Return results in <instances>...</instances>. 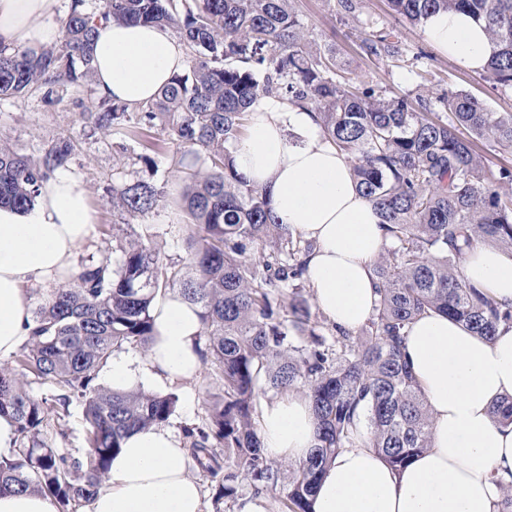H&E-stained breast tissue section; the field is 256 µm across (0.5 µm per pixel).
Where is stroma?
Returning a JSON list of instances; mask_svg holds the SVG:
<instances>
[{
  "label": "stroma",
  "instance_id": "1",
  "mask_svg": "<svg viewBox=\"0 0 512 512\" xmlns=\"http://www.w3.org/2000/svg\"><path fill=\"white\" fill-rule=\"evenodd\" d=\"M293 7L313 49L336 53L338 80L350 85L374 87L387 96L415 97L426 93L432 111H440L438 96L448 88L469 92L494 112H512V90L501 87L484 71H472L440 54L428 43L422 25L395 14L388 0H357V10L345 14L337 0H294ZM383 32L392 33L398 52L392 57L367 53L365 43ZM90 100L89 88L69 92L64 104L49 103L46 90L0 101V137L26 155H37L53 141L73 138L75 155L69 175L82 179L97 222L89 243L76 253V262L96 261L111 256L117 240L129 230L150 236L163 253L179 258L185 253V214L181 205L184 185L176 168L179 159L167 144L161 127L144 129L131 138L124 126H113L101 134L84 125L81 114ZM144 178L162 187L165 197L146 216L131 220L112 208V187L117 172ZM223 381L211 364L189 383L171 387L179 398L169 427L181 430L186 424H203L212 394Z\"/></svg>",
  "mask_w": 512,
  "mask_h": 512
}]
</instances>
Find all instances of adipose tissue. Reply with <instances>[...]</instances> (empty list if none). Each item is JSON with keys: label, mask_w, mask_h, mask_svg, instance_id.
Masks as SVG:
<instances>
[{"label": "adipose tissue", "mask_w": 512, "mask_h": 512, "mask_svg": "<svg viewBox=\"0 0 512 512\" xmlns=\"http://www.w3.org/2000/svg\"><path fill=\"white\" fill-rule=\"evenodd\" d=\"M65 19L60 0H0V44L18 52L53 44ZM423 29L463 68L482 69L492 52L484 23L468 14L436 12ZM93 65L100 95L139 105L184 69L186 56L167 29L99 19ZM235 163L266 194L279 222L313 242L307 281L320 312L346 331L368 322L377 298L374 265L387 243L381 217L313 113L262 99L252 108ZM94 222L84 182L70 175L43 182L30 210L0 208V361L27 342L35 293L77 280L74 254ZM464 273L498 303L512 304V256L475 242ZM151 315L154 336L145 363L135 368L113 358L112 387L182 383L201 372L199 307L168 292L157 295ZM405 350L432 416L429 447L401 470L373 449H341L320 478L313 512H500L503 488L512 483V426L497 424L490 409L512 396V327H500L489 342L429 313L411 325ZM258 436L267 456L306 459L316 445L309 400L291 394L265 405ZM187 455L171 429L130 434L87 512H206Z\"/></svg>", "instance_id": "1"}]
</instances>
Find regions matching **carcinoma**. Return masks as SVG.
Wrapping results in <instances>:
<instances>
[{
    "mask_svg": "<svg viewBox=\"0 0 512 512\" xmlns=\"http://www.w3.org/2000/svg\"><path fill=\"white\" fill-rule=\"evenodd\" d=\"M397 15L421 23L431 12L459 11L486 23L493 44L486 72L512 86V0H389ZM167 27L192 50L187 69L156 99L128 106L97 98L81 119L99 130L129 123L130 132L161 125L180 153L186 182L187 257L172 261L151 241L119 246L120 260L82 264L33 311V334L12 366L0 368V416L12 419L17 448L0 458V491L48 494L58 512H77L105 487L112 457L131 432L165 425L174 393L116 391L99 383L114 353L148 346L151 304L175 291L201 309L204 361L224 381L202 426L183 435L193 464L218 480L217 500L246 481L259 494L277 486L280 471L266 457L254 426L260 389L307 396L317 444L292 468L288 512H311V498L339 449L358 443L404 467L429 447L432 419L406 359L407 329L429 311L494 339L512 325V307L474 287L463 272L476 239L512 253V168L494 170L470 142L512 149V112H492L471 94L448 89L442 118L419 95L388 97L371 86L354 90L333 77L336 57L313 51L291 0H72L59 42L11 53L0 45V100L48 85L77 89L93 78L91 18ZM372 55L397 53L390 35L366 44ZM274 96L315 113L326 139L347 155L358 188L378 209L393 248L375 265V314L353 335L314 317L302 279L314 245L278 223L266 196L237 170L233 143L248 129L250 108ZM72 138L41 154L0 142V206L35 203L41 184L66 169ZM163 191L136 179L112 187V207L131 218L151 211ZM261 255L251 257L254 246ZM288 294V307L279 296ZM54 392H35L30 382ZM87 425L85 459L46 443L49 425L65 434L73 402ZM496 422L512 424V397L492 406Z\"/></svg>",
    "mask_w": 512,
    "mask_h": 512,
    "instance_id": "carcinoma-1",
    "label": "carcinoma"
}]
</instances>
